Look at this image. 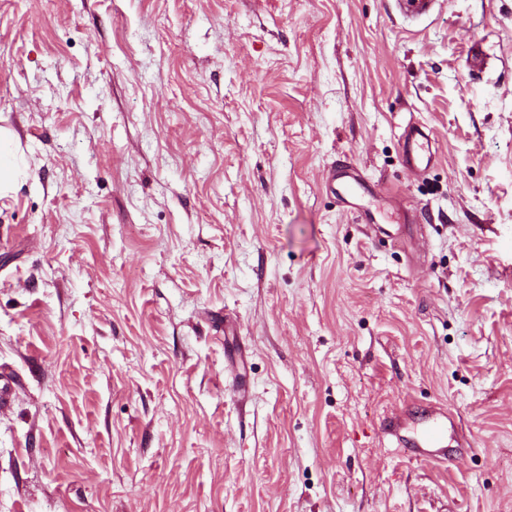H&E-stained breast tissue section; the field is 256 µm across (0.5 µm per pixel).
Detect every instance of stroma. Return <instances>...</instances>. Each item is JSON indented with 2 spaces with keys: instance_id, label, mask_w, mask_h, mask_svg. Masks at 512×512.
Segmentation results:
<instances>
[{
  "instance_id": "1",
  "label": "stroma",
  "mask_w": 512,
  "mask_h": 512,
  "mask_svg": "<svg viewBox=\"0 0 512 512\" xmlns=\"http://www.w3.org/2000/svg\"><path fill=\"white\" fill-rule=\"evenodd\" d=\"M0 137V512H512V0H0ZM393 2L404 20L415 22L430 17L439 0H393ZM424 126L409 124L402 135V163L412 176H421L435 160V152ZM336 182L341 185L343 195L355 194L358 189L364 188V182L359 173L343 160H338L329 172L328 184L334 190H336ZM414 446L422 448V453L429 457L448 460V428L436 422L426 425Z\"/></svg>"
}]
</instances>
